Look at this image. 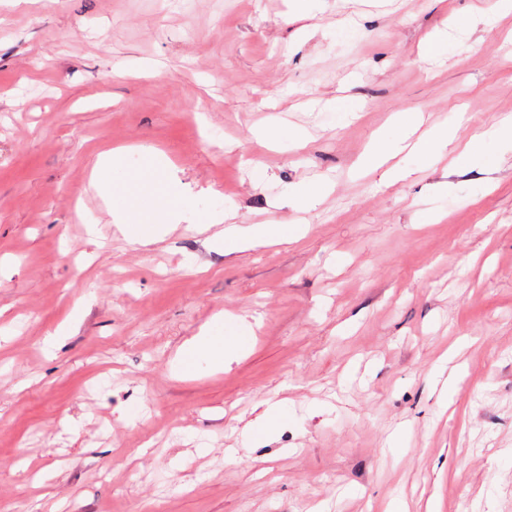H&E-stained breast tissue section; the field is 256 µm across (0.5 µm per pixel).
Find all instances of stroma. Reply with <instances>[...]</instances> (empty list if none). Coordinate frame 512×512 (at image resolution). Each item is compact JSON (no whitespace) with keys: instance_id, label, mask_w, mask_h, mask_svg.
Returning a JSON list of instances; mask_svg holds the SVG:
<instances>
[{"instance_id":"stroma-1","label":"stroma","mask_w":512,"mask_h":512,"mask_svg":"<svg viewBox=\"0 0 512 512\" xmlns=\"http://www.w3.org/2000/svg\"><path fill=\"white\" fill-rule=\"evenodd\" d=\"M492 4L0 0V512H512V140L472 145L512 117ZM399 112L453 137L362 169ZM120 146L180 202L147 243L90 185ZM273 221L294 237L219 242ZM219 318L251 343L177 374Z\"/></svg>"}]
</instances>
